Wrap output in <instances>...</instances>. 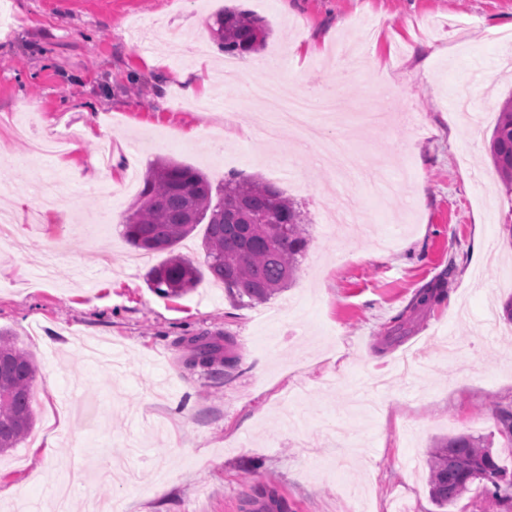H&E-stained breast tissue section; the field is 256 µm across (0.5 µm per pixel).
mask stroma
<instances>
[{
    "instance_id": "35a3bbf8",
    "label": "stroma",
    "mask_w": 512,
    "mask_h": 512,
    "mask_svg": "<svg viewBox=\"0 0 512 512\" xmlns=\"http://www.w3.org/2000/svg\"><path fill=\"white\" fill-rule=\"evenodd\" d=\"M270 34L228 56L210 35L225 8ZM512 0H0V209L26 248L0 246V328L37 360L35 424L0 454V512H49L70 481L125 512H247L274 488L289 512H437L427 483L436 439L484 437L512 471V438L495 410L512 407V193L489 146L512 74L498 63ZM362 45V77L345 86L343 126L357 127L347 185L356 224L322 222L336 184L319 145L291 130L265 139L249 85L281 63L284 98L329 78L344 43ZM209 65L206 109L181 110L178 72ZM418 113L419 125L403 121ZM42 138L93 126L67 153L40 160L11 128ZM122 169L94 188L70 182L101 147ZM273 183L307 213L309 245L290 288L245 305L223 285L163 297L145 281L159 253L131 266L119 224L139 194L123 169L159 161ZM68 184L61 223H28L33 195L16 184ZM426 182L424 204L412 196ZM67 239L50 278L41 261ZM445 296L410 312L414 295ZM229 335L238 365L222 378L187 362L186 342ZM58 450L40 455L48 439Z\"/></svg>"
}]
</instances>
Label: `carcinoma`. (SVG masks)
I'll return each mask as SVG.
<instances>
[{
	"instance_id": "1",
	"label": "carcinoma",
	"mask_w": 512,
	"mask_h": 512,
	"mask_svg": "<svg viewBox=\"0 0 512 512\" xmlns=\"http://www.w3.org/2000/svg\"><path fill=\"white\" fill-rule=\"evenodd\" d=\"M212 36L231 55L255 52L268 36L264 20L250 11L226 9L217 16ZM492 162L505 187L512 189V94L499 108L490 140ZM203 264L176 252L199 225ZM309 225L295 203L273 184L233 174L213 187L207 176L187 165L164 160L147 175L137 204L123 224V235L136 249L164 253L147 273L148 287L179 297L197 287L204 274L238 299L262 302L294 279L308 244ZM442 288H426L413 308L438 302ZM191 363L232 368L239 356L226 335L205 332L189 341ZM36 374L33 354L17 345L13 333L0 329V453L20 443L33 429L31 395ZM483 482L500 512H512V473L500 466L481 437L456 435L434 442L429 451V493L438 508L454 505ZM257 493L270 512H288L273 489Z\"/></svg>"
}]
</instances>
